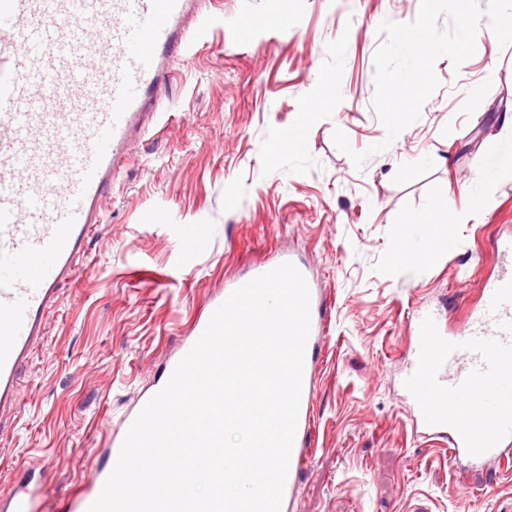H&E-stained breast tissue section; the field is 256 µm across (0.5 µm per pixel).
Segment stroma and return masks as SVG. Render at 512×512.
<instances>
[{"mask_svg": "<svg viewBox=\"0 0 512 512\" xmlns=\"http://www.w3.org/2000/svg\"><path fill=\"white\" fill-rule=\"evenodd\" d=\"M420 0H205V26L176 64L149 134L117 175L102 223L61 289L48 334L21 374L22 409L0 434V495L26 486L61 507L81 491L123 417L163 378L225 284L292 254L324 304L298 512H512V458L490 471L450 464L418 437L402 379L408 323L423 307L464 326L504 264L512 171L485 164L512 149V45L481 18L460 69L418 121L363 170L332 143L382 142L374 53L383 20L413 21ZM253 26L252 44L237 38ZM303 129L301 145L281 138ZM278 160L269 165L268 153ZM466 213L462 224L449 212ZM416 215L449 241L401 251ZM207 224L208 251L177 234ZM178 243L181 252L187 256H195L206 251L211 243V232L209 225H181L178 234Z\"/></svg>", "mask_w": 512, "mask_h": 512, "instance_id": "1", "label": "stroma"}]
</instances>
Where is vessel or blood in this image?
I'll use <instances>...</instances> for the list:
<instances>
[{
  "label": "vessel or blood",
  "instance_id": "b4317fda",
  "mask_svg": "<svg viewBox=\"0 0 512 512\" xmlns=\"http://www.w3.org/2000/svg\"><path fill=\"white\" fill-rule=\"evenodd\" d=\"M199 17L198 0H0V430L17 417L20 374L133 143L155 126ZM178 243L187 256L206 251L209 225H181ZM483 293L463 327L447 328L437 310L415 317L403 381L424 435L447 438L449 459L479 464L512 449V270ZM314 369L309 348L283 493L292 506L312 455ZM124 437L114 434L108 465L64 512H87ZM0 512H37V501L15 492Z\"/></svg>",
  "mask_w": 512,
  "mask_h": 512
}]
</instances>
